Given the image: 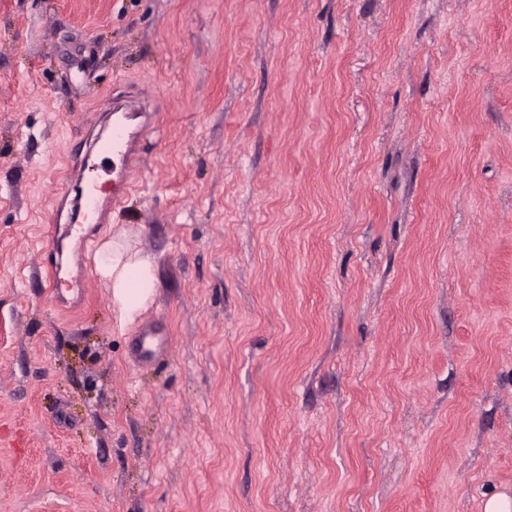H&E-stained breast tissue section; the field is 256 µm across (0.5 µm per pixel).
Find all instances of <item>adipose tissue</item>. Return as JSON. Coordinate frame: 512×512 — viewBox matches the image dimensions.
<instances>
[{
    "mask_svg": "<svg viewBox=\"0 0 512 512\" xmlns=\"http://www.w3.org/2000/svg\"><path fill=\"white\" fill-rule=\"evenodd\" d=\"M95 272L111 290L112 310L120 328H127L148 309L159 285L157 264L142 254L126 235H116L99 246Z\"/></svg>",
    "mask_w": 512,
    "mask_h": 512,
    "instance_id": "obj_1",
    "label": "adipose tissue"
}]
</instances>
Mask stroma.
<instances>
[{"label":"stroma","instance_id":"35a3bbf8","mask_svg":"<svg viewBox=\"0 0 512 512\" xmlns=\"http://www.w3.org/2000/svg\"><path fill=\"white\" fill-rule=\"evenodd\" d=\"M120 97L156 111L131 188L55 257ZM112 232L158 266L123 330L91 261ZM501 493L512 0H0V512Z\"/></svg>","mask_w":512,"mask_h":512}]
</instances>
